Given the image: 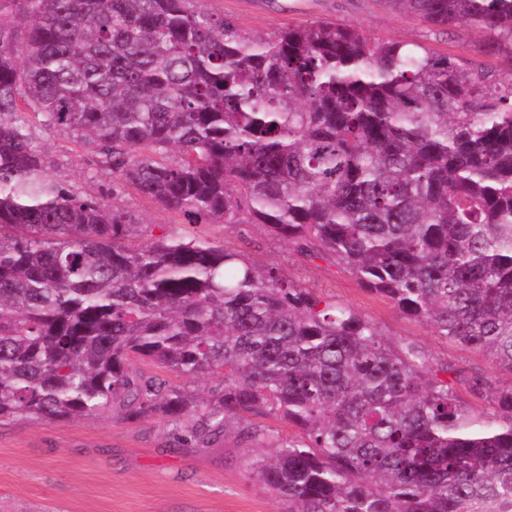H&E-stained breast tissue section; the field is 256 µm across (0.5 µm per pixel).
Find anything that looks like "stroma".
Returning a JSON list of instances; mask_svg holds the SVG:
<instances>
[{
	"instance_id": "obj_1",
	"label": "stroma",
	"mask_w": 512,
	"mask_h": 512,
	"mask_svg": "<svg viewBox=\"0 0 512 512\" xmlns=\"http://www.w3.org/2000/svg\"><path fill=\"white\" fill-rule=\"evenodd\" d=\"M198 6L233 20L252 34L274 36L291 26L339 20L376 38L422 43L465 60L502 67L487 55L476 32L458 36L390 11L382 0H199ZM38 143L51 160L49 176L79 196L105 195L114 208L131 211L153 235L188 232L172 212L136 191L111 192V175L94 167L92 156L74 150L64 137L36 127ZM204 236L233 249L260 268L274 267L288 280L343 303L372 320L394 342L423 347L438 362L457 370L452 385L472 409L488 405L467 380L480 375L494 384L512 382V373L486 354L433 333L401 314L386 298L365 291L333 259L310 260L269 235L261 224H206ZM258 433L244 440L230 424L217 440L180 448L184 423L165 419L126 421L114 411L71 419H15L0 423V512H288L251 472L269 454V434L291 429L273 416L253 417Z\"/></svg>"
}]
</instances>
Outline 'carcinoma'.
<instances>
[{
  "mask_svg": "<svg viewBox=\"0 0 512 512\" xmlns=\"http://www.w3.org/2000/svg\"><path fill=\"white\" fill-rule=\"evenodd\" d=\"M192 0H0V421L249 416L288 512H512V382L475 413L420 346L201 235L51 178L32 119L188 224H263L512 372V67ZM512 58V0H382ZM177 377L215 380L198 402Z\"/></svg>",
  "mask_w": 512,
  "mask_h": 512,
  "instance_id": "carcinoma-1",
  "label": "carcinoma"
}]
</instances>
